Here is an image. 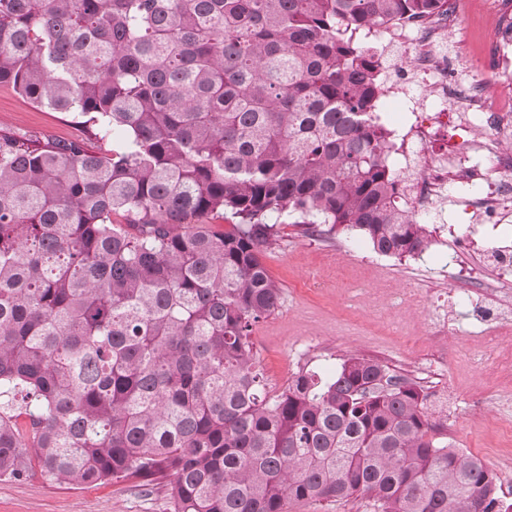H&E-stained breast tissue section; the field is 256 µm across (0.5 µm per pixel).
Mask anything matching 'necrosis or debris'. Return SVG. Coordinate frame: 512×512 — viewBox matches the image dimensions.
I'll use <instances>...</instances> for the list:
<instances>
[{
  "label": "necrosis or debris",
  "instance_id": "1",
  "mask_svg": "<svg viewBox=\"0 0 512 512\" xmlns=\"http://www.w3.org/2000/svg\"><path fill=\"white\" fill-rule=\"evenodd\" d=\"M458 18L452 7L420 17H406L373 28L367 40L383 44L390 67L399 79L417 86L423 101L411 110L409 122L397 128L398 145L389 160L401 172L397 200L409 214H429L436 225L446 223L440 206L449 184L460 186L457 203L473 218L454 236L463 249L473 247L483 223L512 221V17L492 21L488 46L494 63L492 80L471 75L460 83L448 76V63L439 48ZM468 137L448 140L449 130ZM484 183L487 193L469 188ZM497 265L491 280H478L502 315L512 314V261L501 246L489 247Z\"/></svg>",
  "mask_w": 512,
  "mask_h": 512
}]
</instances>
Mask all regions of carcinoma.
Masks as SVG:
<instances>
[{
    "label": "carcinoma",
    "mask_w": 512,
    "mask_h": 512,
    "mask_svg": "<svg viewBox=\"0 0 512 512\" xmlns=\"http://www.w3.org/2000/svg\"><path fill=\"white\" fill-rule=\"evenodd\" d=\"M439 2L0 0V84L123 138L0 129V478L171 471L166 512H512L418 382L350 355L273 393L252 341L281 297L271 219L428 250L354 36ZM288 512H372L369 499L363 496L352 497L347 501L323 502L321 504L307 502H291Z\"/></svg>",
    "instance_id": "cac0c4a2"
}]
</instances>
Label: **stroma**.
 Returning <instances> with one entry per match:
<instances>
[{
    "mask_svg": "<svg viewBox=\"0 0 512 512\" xmlns=\"http://www.w3.org/2000/svg\"><path fill=\"white\" fill-rule=\"evenodd\" d=\"M494 5L512 11V0ZM494 5L467 0L466 23L448 37L443 51L459 78L483 64L476 44ZM0 127L64 139L84 134L72 114L37 107L6 85ZM277 230L263 261L282 287L280 304L252 335L270 386L282 390L303 369L331 376L352 354L379 360L435 392L449 447L480 458L496 473L500 497L512 502V375L499 367L512 359V329L487 351L471 333L497 320L496 307L473 286L496 267L479 248L460 253L451 242L397 259L375 253L353 231L327 239L295 224ZM451 258L457 266L448 277L441 270ZM0 512H166V503L161 486L146 491L135 479L59 485L36 475L0 479Z\"/></svg>",
    "mask_w": 512,
    "mask_h": 512,
    "instance_id": "1",
    "label": "stroma"
}]
</instances>
